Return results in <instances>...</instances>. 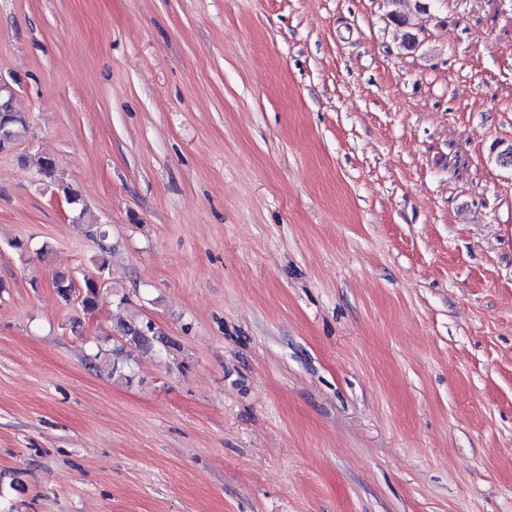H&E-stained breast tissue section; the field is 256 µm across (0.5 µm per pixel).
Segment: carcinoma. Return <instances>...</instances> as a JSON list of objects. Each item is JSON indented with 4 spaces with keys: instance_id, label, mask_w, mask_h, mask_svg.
Instances as JSON below:
<instances>
[{
    "instance_id": "1",
    "label": "carcinoma",
    "mask_w": 512,
    "mask_h": 512,
    "mask_svg": "<svg viewBox=\"0 0 512 512\" xmlns=\"http://www.w3.org/2000/svg\"><path fill=\"white\" fill-rule=\"evenodd\" d=\"M0 123L7 124L13 141H18L28 130V116L16 104L11 101L10 111L0 112ZM100 275L96 278H85L81 284L57 272L52 277V283L58 296L66 302L73 298L79 299L82 309L92 312L98 306L99 296L104 284L108 283L106 269L108 260L102 256L98 258ZM112 348L98 351L89 358L90 367L109 377L124 378L130 368L128 358L124 355L125 347L130 345L145 352L150 351L155 345H169L171 340L158 330L155 325L145 319L135 317H119L112 324Z\"/></svg>"
}]
</instances>
